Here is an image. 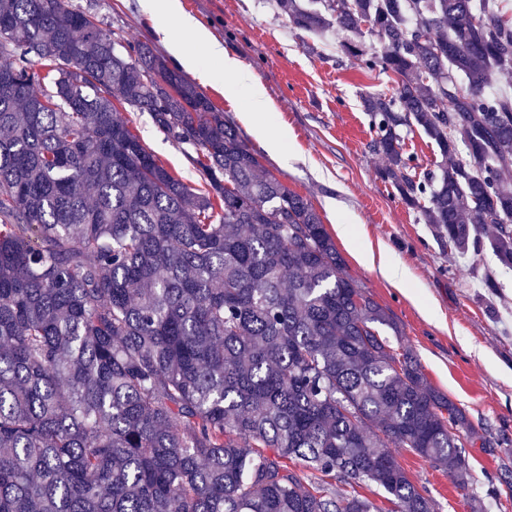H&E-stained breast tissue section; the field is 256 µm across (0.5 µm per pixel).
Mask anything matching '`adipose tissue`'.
Returning <instances> with one entry per match:
<instances>
[{
  "label": "adipose tissue",
  "mask_w": 512,
  "mask_h": 512,
  "mask_svg": "<svg viewBox=\"0 0 512 512\" xmlns=\"http://www.w3.org/2000/svg\"><path fill=\"white\" fill-rule=\"evenodd\" d=\"M141 4L146 11L171 19L179 29L192 33L210 57L221 61L225 73L233 77L232 84L227 87L228 95L245 96L249 113L269 110V98L264 87L243 71L239 61L225 56L222 44L194 16L183 11L179 0H141Z\"/></svg>",
  "instance_id": "ef3b65f1"
}]
</instances>
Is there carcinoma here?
Listing matches in <instances>:
<instances>
[{
    "label": "carcinoma",
    "instance_id": "carcinoma-1",
    "mask_svg": "<svg viewBox=\"0 0 512 512\" xmlns=\"http://www.w3.org/2000/svg\"><path fill=\"white\" fill-rule=\"evenodd\" d=\"M274 3L396 77L362 100L381 178L450 253L488 247L512 270V98L488 92L512 74V20L496 0ZM2 55L18 82L0 88V512H383L363 486L432 512L393 448L469 490L462 448L485 436L381 336L397 324L312 204L178 68L64 0H0ZM118 103L200 152L207 189ZM412 127L443 158L425 182ZM131 128L146 147L170 171L178 176L192 189H204L203 177L199 166L193 161L196 153L185 144H182L157 129L148 113L138 112L129 107L116 104Z\"/></svg>",
    "mask_w": 512,
    "mask_h": 512
}]
</instances>
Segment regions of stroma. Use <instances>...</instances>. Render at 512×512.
Returning a JSON list of instances; mask_svg holds the SVG:
<instances>
[{
  "label": "stroma",
  "instance_id": "1",
  "mask_svg": "<svg viewBox=\"0 0 512 512\" xmlns=\"http://www.w3.org/2000/svg\"><path fill=\"white\" fill-rule=\"evenodd\" d=\"M266 90L273 109L244 120L245 98L229 99V77L188 33L179 34L184 49L214 80L202 90L237 127L260 163L288 188L306 197L334 233L345 270L386 307L427 379L466 409L486 436L485 447L467 448L476 483L469 494L455 488L447 472L402 448L393 454L435 512H512V271L503 269L491 250L453 257L425 224L418 210L403 204L379 171L384 165L371 146L370 118L362 107L369 93L393 94L391 76L361 69L344 53L338 37L320 43L294 30L286 15L268 0H180ZM69 6L95 13L116 38L148 43L168 53L167 27L144 11L140 0H67ZM132 130L170 171L190 188L204 185L195 153L157 129L148 113L121 110ZM287 129L280 152L261 144L263 133ZM403 150L414 159L416 180L438 170L439 150L421 131L403 134ZM351 225L353 235L335 233ZM404 265L408 281L386 279L375 255ZM499 283L484 288L485 277ZM500 488L492 496L491 488Z\"/></svg>",
  "mask_w": 512,
  "mask_h": 512
}]
</instances>
